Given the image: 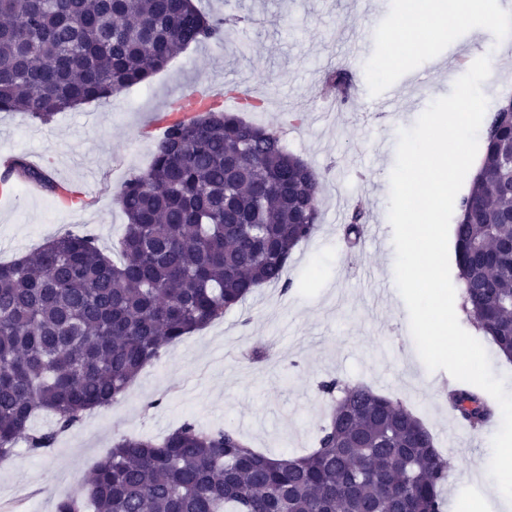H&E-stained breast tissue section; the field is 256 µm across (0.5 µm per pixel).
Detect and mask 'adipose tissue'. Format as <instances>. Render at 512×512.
<instances>
[{
    "label": "adipose tissue",
    "mask_w": 512,
    "mask_h": 512,
    "mask_svg": "<svg viewBox=\"0 0 512 512\" xmlns=\"http://www.w3.org/2000/svg\"><path fill=\"white\" fill-rule=\"evenodd\" d=\"M483 5L484 0H404L392 22L391 58L427 48L450 28L470 26Z\"/></svg>",
    "instance_id": "ef3b65f1"
}]
</instances>
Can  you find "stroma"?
I'll use <instances>...</instances> for the list:
<instances>
[{
  "instance_id": "stroma-1",
  "label": "stroma",
  "mask_w": 512,
  "mask_h": 512,
  "mask_svg": "<svg viewBox=\"0 0 512 512\" xmlns=\"http://www.w3.org/2000/svg\"><path fill=\"white\" fill-rule=\"evenodd\" d=\"M195 2L213 17H241L224 46H190L147 84L59 113L48 125L0 112V152L24 157L78 191L69 200L20 180L0 189V262L86 226L111 252L126 224L116 202L121 186L148 169L171 106L197 88L227 111L238 108L227 87L256 92L258 107L246 120L280 130L289 152L326 176L318 228L293 253L290 290L256 289L223 318L164 348L126 399L86 414L46 453L22 445L0 461V503H15L16 512H55L59 498L80 494L120 435L160 437L188 419L234 427L271 455L307 454L330 412L319 386L336 379L366 384L421 419L448 459L449 507L500 512L501 500L481 495L477 481L501 422L463 426L446 403L456 379L421 361L394 280L388 210L399 130L451 92L464 70L447 63L460 49L472 60L494 55L500 25L512 14L500 0H486L474 29L451 31L394 67L387 48L401 0ZM339 65L365 83V96L343 105L322 96L326 72ZM357 200L368 223L379 225L384 249L367 237L355 249L345 242L348 207ZM261 346L269 357H255Z\"/></svg>"
}]
</instances>
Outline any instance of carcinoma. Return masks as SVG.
<instances>
[{
    "mask_svg": "<svg viewBox=\"0 0 512 512\" xmlns=\"http://www.w3.org/2000/svg\"><path fill=\"white\" fill-rule=\"evenodd\" d=\"M234 16L193 0H0V112L41 124L147 82L192 45L221 46ZM341 102L347 68L326 77ZM196 115L167 123L148 170L122 185L127 224L113 261L86 231L0 263V459L19 439L38 454L92 410L124 399L164 347L241 304L254 289L292 287L294 249L315 233L323 178L274 130L198 95ZM512 107L484 120L481 175L458 201L463 309L512 360ZM59 194L21 158L0 174ZM367 213L351 205L345 240ZM328 422L316 448L273 457L234 428L186 420L162 438L122 436L93 467L81 499L56 512H446L448 465L406 406L364 384L324 381ZM468 427L493 418L470 387L448 393ZM41 412L55 426L36 431Z\"/></svg>",
    "mask_w": 512,
    "mask_h": 512,
    "instance_id": "carcinoma-1",
    "label": "carcinoma"
}]
</instances>
